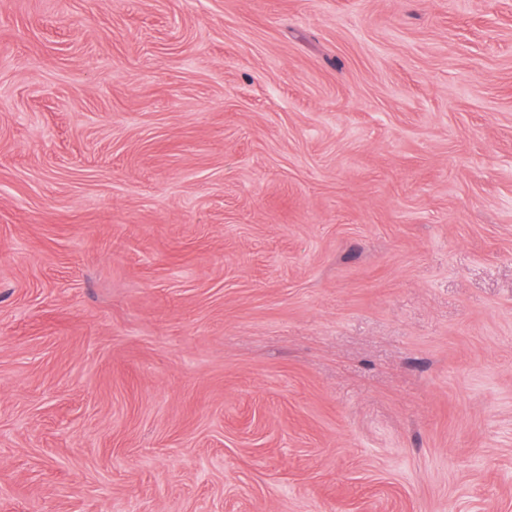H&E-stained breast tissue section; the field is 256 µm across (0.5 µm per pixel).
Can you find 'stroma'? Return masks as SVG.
Instances as JSON below:
<instances>
[{
    "mask_svg": "<svg viewBox=\"0 0 512 512\" xmlns=\"http://www.w3.org/2000/svg\"><path fill=\"white\" fill-rule=\"evenodd\" d=\"M0 512H512V0H0Z\"/></svg>",
    "mask_w": 512,
    "mask_h": 512,
    "instance_id": "35a3bbf8",
    "label": "stroma"
}]
</instances>
